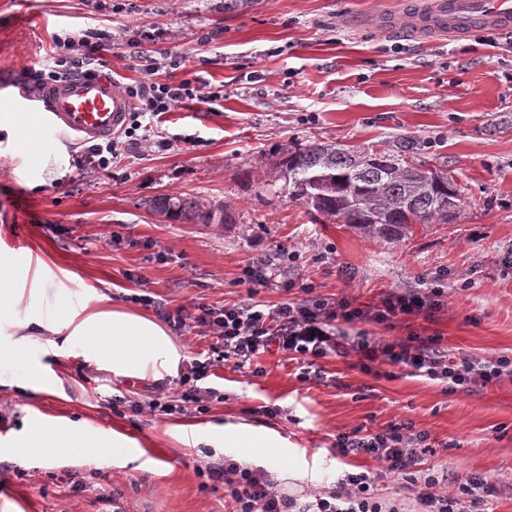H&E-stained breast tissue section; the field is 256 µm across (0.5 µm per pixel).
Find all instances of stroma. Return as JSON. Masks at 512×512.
<instances>
[{"mask_svg":"<svg viewBox=\"0 0 512 512\" xmlns=\"http://www.w3.org/2000/svg\"><path fill=\"white\" fill-rule=\"evenodd\" d=\"M405 0H0V113L15 111V87L29 83L53 36L106 30L112 47L103 69L125 84L141 77L127 42L141 26L163 35L155 48L179 53L160 78L199 79L221 90L216 111L185 103L162 115L172 134L195 144L136 153L109 170L71 168L61 181L30 188L16 163L0 162V251L34 255L66 300L90 293L129 308L149 293L168 308L192 301L224 308L246 300L300 298V283L319 294L373 305L392 290L441 279L448 310L428 326L450 353L512 354V33L495 46L473 35L416 38L400 20ZM382 12L391 28L354 26L350 17ZM410 137L428 162L444 161L463 191L452 224L416 229L397 244L375 242L331 223L265 186L247 169L259 153L329 141L365 146ZM228 205L229 224H181L153 214L158 194ZM113 233L117 242L106 243ZM294 260L281 281L244 285L247 261ZM46 366V390L20 389L27 365L0 364V512H225L224 486L201 477L208 460L232 459L266 472L275 489L300 496L332 488L347 472L376 476L378 492L400 512H415L412 487L368 456H340L337 434L383 431L403 422L443 446L423 461L454 493L473 473L495 486L494 512H512V377L451 393L394 369L361 371L356 356L325 361L318 382L298 364L267 354L253 365L225 361L210 377L224 396L203 413H132L129 404L176 397L177 376L116 378L83 356L30 348ZM135 440L141 456L124 464L103 453L20 460L8 443L33 419ZM246 422L281 433L280 448L187 447L177 426Z\"/></svg>","mask_w":512,"mask_h":512,"instance_id":"obj_1","label":"stroma"}]
</instances>
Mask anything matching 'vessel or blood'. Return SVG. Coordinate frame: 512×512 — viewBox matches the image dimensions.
Returning a JSON list of instances; mask_svg holds the SVG:
<instances>
[{"instance_id": "obj_1", "label": "vessel or blood", "mask_w": 512, "mask_h": 512, "mask_svg": "<svg viewBox=\"0 0 512 512\" xmlns=\"http://www.w3.org/2000/svg\"><path fill=\"white\" fill-rule=\"evenodd\" d=\"M405 26L419 36L463 34L479 28H512V0H432L429 8L405 13ZM21 111L40 125L86 140L110 138L131 109L129 98L105 76L77 77L32 92L20 89Z\"/></svg>"}]
</instances>
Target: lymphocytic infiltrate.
I'll use <instances>...</instances> for the list:
<instances>
[{
    "label": "lymphocytic infiltrate",
    "mask_w": 512,
    "mask_h": 512,
    "mask_svg": "<svg viewBox=\"0 0 512 512\" xmlns=\"http://www.w3.org/2000/svg\"><path fill=\"white\" fill-rule=\"evenodd\" d=\"M54 43L56 53L48 56L42 69L34 73L36 88L79 76H96L97 62L111 48L108 36L96 28L85 29L76 38L55 37ZM128 46L129 55L138 61L143 77L122 86L121 91L135 105L120 137L93 143L85 147L81 156L82 163L100 170L111 168L127 153L167 151L176 143L191 142L188 134L153 133L151 120L186 100L213 105L220 99L204 83L157 80V64L144 51L142 41H129ZM302 290V298L275 305L244 302L221 309L197 302L171 310L151 296H136V303L153 310L170 328L181 332L204 327L217 340L213 355L193 359L180 379L177 404L154 400L149 402V409L168 415L198 409L200 403L217 395L215 388L204 384L215 366L231 358L244 365L271 351L296 360L299 377L304 381L323 379L325 360L351 354L357 356L363 371H371L377 364L398 366L412 376L443 383L451 393L512 374L511 356L458 357L449 353L442 336L437 334L424 336L412 329L405 339L391 342L369 336L364 328L368 322L388 324L403 316L434 321L438 313L448 308V295L440 282L408 291H390L373 306L349 299L332 300L316 294L309 283ZM434 448L430 434L410 423L375 433L357 428L336 436V450L341 456L372 457L386 463L389 472L414 485L418 512H490L492 488L486 478L471 475L450 495L439 491V479L434 474L418 472V465L433 454ZM199 474L223 483L224 501L231 512H399L380 496L374 478L364 471L345 474L336 489L315 495L309 501L274 490L265 473L229 460L206 463Z\"/></svg>",
    "instance_id": "1"
}]
</instances>
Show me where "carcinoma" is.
<instances>
[{
    "label": "carcinoma",
    "instance_id": "obj_1",
    "mask_svg": "<svg viewBox=\"0 0 512 512\" xmlns=\"http://www.w3.org/2000/svg\"><path fill=\"white\" fill-rule=\"evenodd\" d=\"M261 165L283 181L280 191L324 217L386 243L414 235L417 226L448 224L462 205L461 191L448 170L419 159L415 141L377 149L314 141L285 146ZM154 213L183 224H226L227 208L197 198L162 194L149 201Z\"/></svg>",
    "mask_w": 512,
    "mask_h": 512
}]
</instances>
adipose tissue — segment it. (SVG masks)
<instances>
[{"label": "adipose tissue", "mask_w": 512, "mask_h": 512, "mask_svg": "<svg viewBox=\"0 0 512 512\" xmlns=\"http://www.w3.org/2000/svg\"><path fill=\"white\" fill-rule=\"evenodd\" d=\"M30 187L56 182L68 172V150L62 143L41 151L34 159H24ZM42 259L17 264L14 257L0 252V326L10 323L26 304L45 300L46 316L23 323L24 335L17 343L0 347V362L26 359L31 378H41L44 366L29 357L27 348L42 336H62L63 347L80 348L87 360L110 369L113 375L128 378L161 379L175 373L183 351L166 328L155 319L129 310L99 307L79 310L59 299L46 274ZM211 441L235 448H278L282 438L260 432L245 423L207 426ZM128 461L140 455L139 448L120 436L105 438L95 432L67 427L35 425L23 434L14 452L23 458L54 459L77 455L95 461L103 452Z\"/></svg>", "instance_id": "1"}]
</instances>
